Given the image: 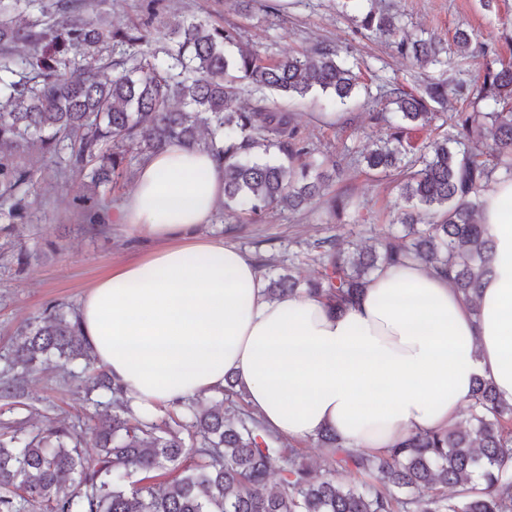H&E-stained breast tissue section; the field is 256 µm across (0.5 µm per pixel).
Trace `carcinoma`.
I'll list each match as a JSON object with an SVG mask.
<instances>
[{"mask_svg":"<svg viewBox=\"0 0 512 512\" xmlns=\"http://www.w3.org/2000/svg\"><path fill=\"white\" fill-rule=\"evenodd\" d=\"M162 2L147 0L139 25L112 29L93 16L94 0H0L1 231L24 223L38 173H77L95 189H111L133 161L174 144L210 150L224 166V208L241 207L253 223L327 195V177L313 169L293 114L269 96L321 92L344 105L361 88L354 66L334 45L274 58L240 47L235 31L217 23H163ZM361 26L422 68L443 63L441 41L400 34L392 15L370 10ZM154 32L167 41L161 58ZM455 39L461 57H479L473 36ZM20 44L30 55H15ZM104 59L117 69L108 81L100 79ZM239 81L260 93L244 108L233 106ZM449 86L438 80L415 94L394 85L383 94L394 117L374 116L387 133L363 164L397 176L404 206L392 223L404 234L385 233L374 250L325 239L319 276L301 283L280 274L264 288L268 298L305 294L342 311L376 272L418 261L476 302L495 251L478 218L480 198L496 177H512V61L483 62L477 80L455 87L470 112H445ZM416 128L434 133L419 150L409 141ZM75 200L85 221L100 227L98 202ZM52 357L81 373L95 364L75 312L61 304L25 327L6 358L14 375L0 393H14L20 378ZM87 391L104 408L90 427L92 457L82 452V434L64 423L0 434V512H512V404L483 378L466 423L413 435L378 455L347 449L335 431L322 430L317 439L330 453L319 480L292 444L244 407L231 376L224 403L182 402L161 420L136 414L104 371L90 377ZM186 417L184 438L173 424ZM340 468L377 472L384 487H343L335 480ZM177 469L156 486L160 473Z\"/></svg>","mask_w":512,"mask_h":512,"instance_id":"cac0c4a2","label":"carcinoma"}]
</instances>
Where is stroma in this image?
Segmentation results:
<instances>
[{
  "mask_svg": "<svg viewBox=\"0 0 512 512\" xmlns=\"http://www.w3.org/2000/svg\"><path fill=\"white\" fill-rule=\"evenodd\" d=\"M163 5L166 20L223 24L236 29L240 45L268 56L330 43L360 64L365 89L343 113L320 94L286 104L314 148L313 160L336 166L329 191L351 198L340 218L330 217L325 200L318 199L297 211L270 213L255 224L245 222L241 212L221 209L202 227L204 236L235 244L253 260L264 261L267 275L289 271L301 280L315 278L321 270L317 240L332 236L368 245L387 229L402 204L396 184L365 174L357 164L359 154L386 132L374 115L387 85L412 89L446 77L472 83L477 71L462 64L454 42L460 30L478 38L488 59H512V0H494L489 10L482 0H253L246 15L236 0H163ZM373 8L400 16L405 32L440 39L448 48L450 67L412 66L384 38L361 29V18ZM81 189V178H73L66 189L52 171H45L35 187L22 247L0 233V359L46 306L77 308L98 279L152 249L121 224H111L105 234L90 230L74 203ZM94 412L84 377L54 362L27 377L19 396L0 399V429L20 421L29 427L65 422L82 432V446L91 455Z\"/></svg>",
  "mask_w": 512,
  "mask_h": 512,
  "instance_id": "obj_1",
  "label": "stroma"
}]
</instances>
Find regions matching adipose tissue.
<instances>
[{
    "label": "adipose tissue",
    "instance_id": "1",
    "mask_svg": "<svg viewBox=\"0 0 512 512\" xmlns=\"http://www.w3.org/2000/svg\"><path fill=\"white\" fill-rule=\"evenodd\" d=\"M223 198L210 152L174 145L145 159L120 221L154 249L80 302L83 336L138 415L230 374L284 438L330 428L346 448L378 453L453 425L476 378L512 403V178L481 198L495 254L474 305L418 262L377 272L341 314L319 298L268 299L246 253L201 234Z\"/></svg>",
    "mask_w": 512,
    "mask_h": 512
}]
</instances>
